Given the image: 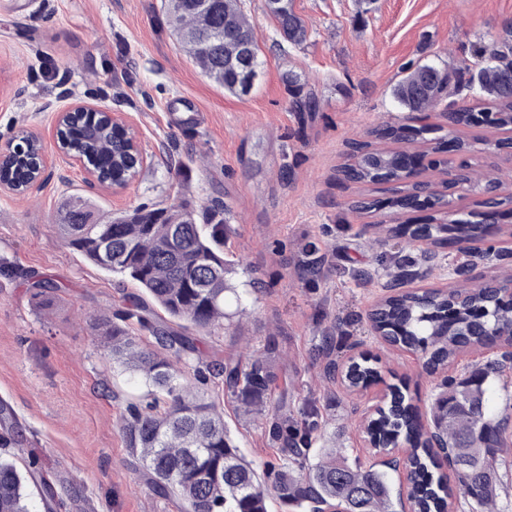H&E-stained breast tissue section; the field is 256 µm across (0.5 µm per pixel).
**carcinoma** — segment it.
Returning <instances> with one entry per match:
<instances>
[{"instance_id": "obj_1", "label": "carcinoma", "mask_w": 512, "mask_h": 512, "mask_svg": "<svg viewBox=\"0 0 512 512\" xmlns=\"http://www.w3.org/2000/svg\"><path fill=\"white\" fill-rule=\"evenodd\" d=\"M171 31L187 48L201 73L224 90L250 93L247 75L234 66L243 43L254 49V66L263 61L253 28L239 0H163ZM272 18L284 39L300 43L305 28L291 0ZM483 66L438 68L410 65L397 84L398 101L411 112L431 108L445 89H478L487 109L512 113V29L480 52ZM71 147L83 154L103 180L120 183L134 177L135 163L127 140L86 113L65 128ZM13 159L0 167V180L23 183L36 160V148L19 138ZM355 181H400L402 175L387 152H372L353 166ZM224 204L207 205L196 214L182 204L141 206L101 221L85 200L70 198L60 210L58 230L66 245L99 269L131 279L146 297L110 318L96 315L92 325L112 356L113 367L142 379L153 398L131 415L124 426L135 471L152 491L178 500L184 512H268L267 501L279 500L291 512H396L387 469L381 462L367 467L335 445L312 447V433L326 428L312 411L299 420L284 406L271 403L275 374L267 360L212 364L224 386L247 416H262L272 437L281 442L278 463L262 467L249 461L224 425V410L207 390L183 377L177 363L198 352L199 339L189 328L224 327L228 272L224 260ZM0 277H21L31 298L43 310L53 307L58 285L0 258ZM387 338L423 354L425 366L436 371L457 353L484 343L493 334L512 336V313L497 288H478L469 300L452 303L431 292L400 293L376 312ZM187 325L174 326V321ZM152 336L160 351L144 349L136 331ZM335 337L324 336L317 351L328 358L324 374L336 376L331 359ZM508 358L489 360L458 381L442 380L430 403L433 427L444 437L452 455L460 497L468 512H487L499 495L498 459L505 443L508 416L490 408L494 383L504 376ZM376 368L364 359L342 371L348 387L368 380ZM409 398L395 388L392 398L371 423L372 433L385 445L410 444L409 496L416 512H454L451 493L431 470L432 449L408 409ZM39 495L44 512H54L56 494L45 483L35 462L25 459L24 438L10 404L0 399V512H32L28 490Z\"/></svg>"}]
</instances>
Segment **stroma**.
I'll return each instance as SVG.
<instances>
[{
	"label": "stroma",
	"instance_id": "obj_1",
	"mask_svg": "<svg viewBox=\"0 0 512 512\" xmlns=\"http://www.w3.org/2000/svg\"><path fill=\"white\" fill-rule=\"evenodd\" d=\"M303 22L302 43L285 41L265 0H241L265 61L250 94L224 91L196 67L172 34L162 0H0V144L20 133L40 139L53 155L57 112L86 102L121 114L148 161L124 187L86 182L79 168L51 163L25 194L0 190V257L54 280L56 304L35 310L23 280L0 278V399L13 407L47 481L56 512H181L155 495L136 473L123 425L144 407L146 389L114 371L90 313L113 315L138 294L130 280L110 275L68 248L56 229L62 203L87 199L106 220L138 206L182 203L200 209L223 201L229 264L224 327L200 332V354L186 378L213 359L249 361L270 355L291 413L318 407L328 421L314 435L364 464L375 463L360 432L359 408L387 386L406 388L422 423L443 376H460L499 358V342L458 355L443 373L423 358L374 336L368 312L389 296L385 282L404 288H478L512 279V257L461 259L457 245L423 260L400 228L443 222L447 213L480 221L479 190L456 181L447 163L449 135L466 145L456 154L473 179H497L512 197V132L486 126L449 129L453 108H482L472 91L443 96L430 110L429 134L397 140L393 126L413 114L394 89L409 63L474 64L483 45L512 28V0H292ZM298 77L289 86L287 74ZM191 98L200 125L182 127L169 106ZM423 154L415 180L428 184L447 209L393 207L407 182L350 181L341 168L352 147ZM316 246L318 275L307 246ZM368 273L358 282L353 272ZM336 339L339 362L376 359L382 379L356 395L325 379L313 350ZM207 387L242 454L275 461L276 444L263 419L243 416L221 378Z\"/></svg>",
	"mask_w": 512,
	"mask_h": 512
}]
</instances>
